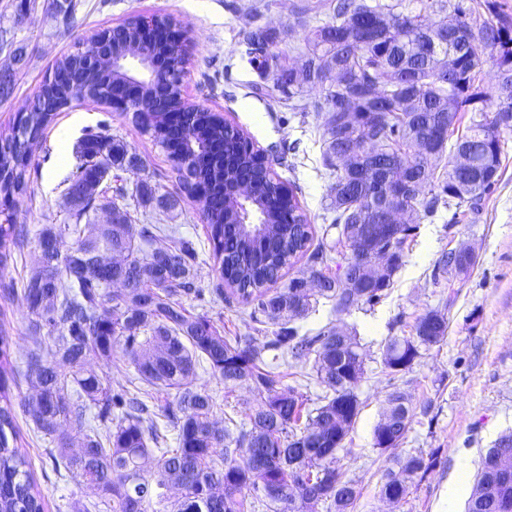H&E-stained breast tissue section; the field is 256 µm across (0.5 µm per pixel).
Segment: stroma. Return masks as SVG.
Segmentation results:
<instances>
[{"label":"stroma","instance_id":"35a3bbf8","mask_svg":"<svg viewBox=\"0 0 512 512\" xmlns=\"http://www.w3.org/2000/svg\"><path fill=\"white\" fill-rule=\"evenodd\" d=\"M46 2L37 0L36 8L22 13L18 0H0V67L14 64L16 47L25 52L11 97L0 101V133L12 127L56 61L81 47L92 32L132 15L173 17L190 40L184 96L242 128L264 151L280 180L296 193L315 240H326L342 254H350L349 244H337V233L329 228L332 215L326 206L331 180L322 161L315 110L290 113L270 98L272 80L260 76L237 44L240 30L263 28L273 34L282 65L301 68L303 58L297 48L304 28L296 13L300 0H258L260 8L255 12L247 8L249 0H80L78 20L67 29L46 11ZM257 86L265 89V96L254 94ZM102 121L113 138L143 161L141 168L120 172L121 185L131 189L141 181L157 180L162 190L179 197L175 211L154 212L153 220L177 225L199 251L196 283L205 298L186 300V307L207 316L225 335L262 343L248 307L217 295L220 278L211 259L201 205L181 195L176 180L169 178L166 152L140 132L132 113L76 103L55 116L35 147L29 195L19 199L14 209L16 223L25 225L30 236L12 260L0 266V283L13 287L11 293L0 292V334L8 338L11 359L17 367H25L34 347L22 282L38 265L35 236L43 225L63 223V181L76 164V144L85 129ZM502 137V166L493 189L476 203L442 205L434 216L416 220L387 296L374 308L355 309L342 318L343 325L356 328L366 355L358 389L359 414L339 454L345 479L355 481L360 489L350 512H464L465 496L446 497L454 473L462 467L476 472L487 448L512 431V130ZM462 247L474 252V267L465 275L442 272L441 256ZM431 310L441 311L448 320L445 342L421 351L409 371L388 374L382 364L386 341L412 335L416 320ZM198 384L215 399L214 420L219 425L228 415L248 423L261 402L260 395L247 388H225L223 380L203 367L198 370ZM394 390L407 396L414 413L400 454L438 457L437 466L398 504L381 496L390 455L376 448L373 440L386 397ZM32 392L26 379L18 378L11 401L19 446L28 453L33 476L45 494V512H71L75 504L89 510L97 500L94 490L56 472L50 455L54 445L37 431L24 406Z\"/></svg>","mask_w":512,"mask_h":512}]
</instances>
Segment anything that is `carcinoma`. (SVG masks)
<instances>
[{
    "label": "carcinoma",
    "instance_id": "cac0c4a2",
    "mask_svg": "<svg viewBox=\"0 0 512 512\" xmlns=\"http://www.w3.org/2000/svg\"><path fill=\"white\" fill-rule=\"evenodd\" d=\"M80 4L64 0L57 15L64 27L76 21ZM329 20L303 38L304 68L283 69L267 31L243 29L239 43L250 62L274 87L288 86L286 106L303 112L304 87L328 84L324 101L314 105L321 118L323 163L333 178L326 210L334 213L337 243H351L345 263H336L338 275L315 265L327 261L333 248L313 244V232L296 195H277L280 180L271 168L256 164L242 150L236 164L251 168L262 183L255 207L273 214L278 223L265 230L232 223L224 209V167L200 166L188 171L190 156L208 153L215 143H237L240 129L225 123L222 115L198 109L173 87L158 102L152 89L143 88L133 108L152 110L145 132L167 150L171 172L181 190L202 183L210 187L203 218L207 222L212 257L222 287L217 292L251 306L249 317L267 326L269 336L260 345L231 341L210 320L187 310L183 299L198 298L195 281L198 251L195 243L171 224L132 223L130 206L175 208L176 199L148 181L128 191L120 185L106 198L102 184L112 170L141 165L125 144L106 134V122L86 130L77 145V163L64 180L67 218L47 225L37 234L40 265L23 281L29 331L36 348L26 361L24 377L35 394L26 407L39 432L56 441V468L82 479L97 491L94 507L106 512H151L167 500L170 483L181 496L172 512H350L360 496L357 484L344 479L337 453L359 413L357 388L365 374V360L356 334L330 321L316 334L302 332L295 320L306 318L324 299L340 316L364 305L374 306L386 296L392 278L403 263V246L412 227L399 224L389 232L385 246L393 251L389 271L373 283L364 280L366 261L360 248L358 221L369 216L375 201L392 189L398 170L406 168L424 177L428 192L401 194L397 205L408 214H431L452 200L475 201L489 191L499 176L502 130L492 106L499 105L504 87L486 91L476 83L481 55L458 56L441 80L435 64L423 53L421 27L428 0H325ZM469 23L490 40L498 69L512 74V29L481 21L467 9ZM143 18L130 16L109 29L108 47L122 55L137 44ZM341 64L345 78L337 79L333 67ZM127 82L119 70H99L87 64L85 50L61 57L52 78L35 94L29 112L5 133H0V265L27 235L11 210L27 194L32 171V149L59 112L75 102L99 103L117 95ZM377 90L371 96V90ZM412 93L416 105L407 109L404 95ZM171 111L187 113V125H169ZM472 113L470 125L457 136L453 150L473 149L476 164L468 186L457 184L453 167L435 174L431 159L415 149L414 139L425 128L436 130L438 159L454 133L457 114ZM353 143L357 153L340 158V140ZM391 157L393 167L384 174L362 167L364 152ZM112 211V223L98 224L92 236H83L82 224L91 223L99 210ZM75 239L62 252L65 236ZM169 238L168 262L157 257L156 241ZM311 263L283 281L284 269L306 253ZM123 275L129 288L112 291V278ZM310 278L319 288L300 289ZM415 335L392 336L384 346L382 364L392 373L411 368L420 349L445 341L448 320L429 311L416 321ZM54 342V358L69 366L73 393L65 392L54 365L43 360L42 337ZM344 336L347 342L336 343ZM121 348L136 372L135 389H111L110 377L89 367V359L112 360ZM311 366L312 377L325 392L316 407L305 410L306 399L294 387L284 388L280 371L284 354ZM207 363L211 373L227 388L246 387L263 397L249 415V426L227 417L224 431L213 419L214 400L197 386V368ZM17 370L10 359L9 342L0 336V512H44V496L33 481L26 452L18 448L19 432L10 400V383ZM174 396L162 416L176 430V447H168L157 413L148 397ZM374 428V445L382 451L403 444L413 422L406 395L394 390ZM105 424L94 426L86 418ZM64 422L83 428L78 451H69L71 439L59 432ZM512 461V432L501 435L482 456L476 482L465 512H512V482L506 484L496 469L502 459ZM436 466V457L423 454L394 455L383 476L381 495L403 501L414 483ZM150 469L154 481L144 477Z\"/></svg>",
    "mask_w": 512,
    "mask_h": 512
}]
</instances>
